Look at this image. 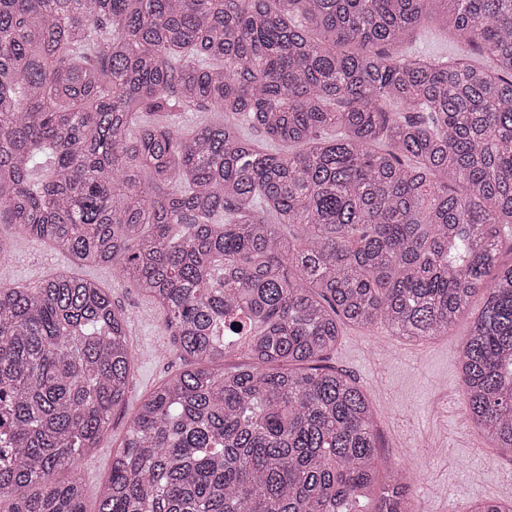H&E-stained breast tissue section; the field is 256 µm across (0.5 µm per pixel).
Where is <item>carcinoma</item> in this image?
I'll use <instances>...</instances> for the list:
<instances>
[{
	"instance_id": "1",
	"label": "carcinoma",
	"mask_w": 512,
	"mask_h": 512,
	"mask_svg": "<svg viewBox=\"0 0 512 512\" xmlns=\"http://www.w3.org/2000/svg\"><path fill=\"white\" fill-rule=\"evenodd\" d=\"M426 2L0 0V224L112 266L192 364L105 481L62 485L125 400L129 316L95 280L0 283V512H411L325 361L344 325L446 336L478 293L466 408L512 450V0H444L454 56L403 48Z\"/></svg>"
}]
</instances>
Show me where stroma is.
Instances as JSON below:
<instances>
[{
	"label": "stroma",
	"mask_w": 512,
	"mask_h": 512,
	"mask_svg": "<svg viewBox=\"0 0 512 512\" xmlns=\"http://www.w3.org/2000/svg\"><path fill=\"white\" fill-rule=\"evenodd\" d=\"M10 256L0 261V282L34 286L56 272L92 279L110 288L112 302L130 316L133 350L130 384L97 448L77 457L71 471L57 473L66 482L80 474L88 485L104 480L112 454L124 442L129 422L142 399L170 375L186 369L172 346L161 309L138 289L122 284L111 266H81L39 241L15 235ZM483 305L474 297L468 314L448 335L412 342L383 326L365 331L345 327L330 365L357 379L369 394L377 434L378 466L387 472L412 468V512H473L482 500L507 499L505 474H512V456L500 454L477 429L467 412L459 368L460 348L471 315Z\"/></svg>",
	"instance_id": "35a3bbf8"
}]
</instances>
